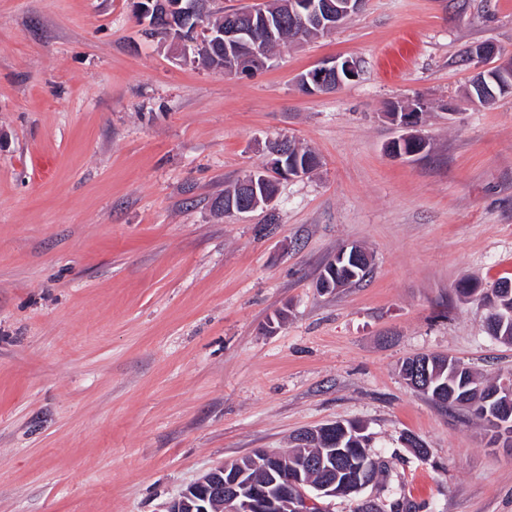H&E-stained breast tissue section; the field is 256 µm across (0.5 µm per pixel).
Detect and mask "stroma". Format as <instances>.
Returning <instances> with one entry per match:
<instances>
[{"mask_svg":"<svg viewBox=\"0 0 512 512\" xmlns=\"http://www.w3.org/2000/svg\"><path fill=\"white\" fill-rule=\"evenodd\" d=\"M487 42L512 59V0H366L228 75L147 36L129 0H0V512H164L336 421L381 471L323 512H512V443L399 372L440 354L512 378V344L455 291L512 280V96L468 103L460 60ZM334 57L358 78L299 93ZM417 102L426 147L392 156L388 112ZM284 137L320 167L216 212ZM352 244L366 277L320 289ZM239 184L246 200L241 202V206L237 211H235L234 208H231V212H249L259 207L269 205L274 198V196H268L265 193H262L260 198L257 192L256 175L254 172H250L241 178L240 183L238 179L231 188L225 189L224 194L215 199L214 205L224 211V204L228 205L231 200H234V203H236Z\"/></svg>","mask_w":512,"mask_h":512,"instance_id":"stroma-1","label":"stroma"}]
</instances>
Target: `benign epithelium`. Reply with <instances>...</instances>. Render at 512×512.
Returning <instances> with one entry per match:
<instances>
[{
  "mask_svg": "<svg viewBox=\"0 0 512 512\" xmlns=\"http://www.w3.org/2000/svg\"><path fill=\"white\" fill-rule=\"evenodd\" d=\"M364 0H292L290 12L294 19L304 26L311 24L328 34L350 16L360 11ZM183 0H134L133 11L144 25H149L146 17L162 9L169 13L181 9ZM251 17H259V25L244 29L233 18L224 21V30L217 33L223 37L224 46L234 49V55L228 56L224 72H254L267 65L265 42L273 36V25L264 9L250 10ZM207 31V35H217ZM495 55L491 44L483 45L473 54L472 69L475 75L486 73L498 82L501 93L512 94V61L505 65L491 67L488 60ZM358 76L357 63L351 59L339 57L327 59L300 75L297 80L299 90L308 95L317 94L326 89L341 86L344 82ZM394 120L404 128H413L419 122V109L415 105L407 106L393 113ZM288 156V143L280 141L270 147L269 166L278 168L281 175L299 177L304 175L301 168L285 169L283 159ZM245 201L241 202L238 212L245 213L269 205L273 197L257 192L256 175L250 172L240 180ZM404 379L413 388H427L425 380L428 374L420 365L403 374ZM244 468L241 460L226 462L211 470L197 482L189 485L167 506L166 512H227L228 503L239 500L244 504L245 512H322L320 499L340 494L334 484L312 486L302 480L301 468H295L290 476L291 483H275L240 488L241 476L237 472Z\"/></svg>",
  "mask_w": 512,
  "mask_h": 512,
  "instance_id": "obj_1",
  "label": "benign epithelium"
}]
</instances>
